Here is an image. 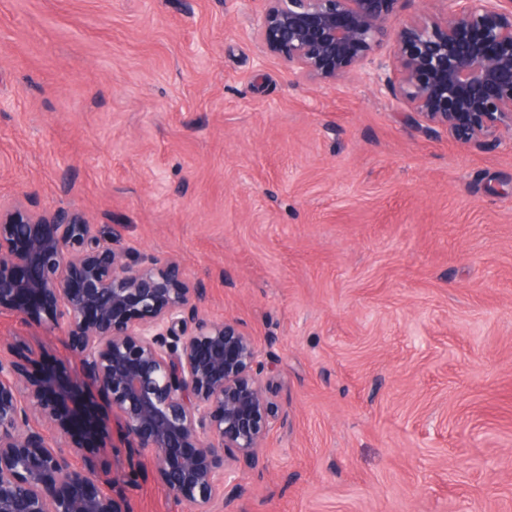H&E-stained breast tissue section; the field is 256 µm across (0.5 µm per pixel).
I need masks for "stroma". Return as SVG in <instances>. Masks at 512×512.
Masks as SVG:
<instances>
[{
    "instance_id": "1",
    "label": "stroma",
    "mask_w": 512,
    "mask_h": 512,
    "mask_svg": "<svg viewBox=\"0 0 512 512\" xmlns=\"http://www.w3.org/2000/svg\"><path fill=\"white\" fill-rule=\"evenodd\" d=\"M263 0H0V203L78 209L238 322L278 420L222 512H512V145L261 59ZM67 388L55 336L0 338ZM89 391L112 470L126 447ZM130 512H188L155 473Z\"/></svg>"
}]
</instances>
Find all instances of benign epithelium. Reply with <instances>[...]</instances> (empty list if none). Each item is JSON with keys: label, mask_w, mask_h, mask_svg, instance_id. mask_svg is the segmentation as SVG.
<instances>
[{"label": "benign epithelium", "mask_w": 512, "mask_h": 512, "mask_svg": "<svg viewBox=\"0 0 512 512\" xmlns=\"http://www.w3.org/2000/svg\"><path fill=\"white\" fill-rule=\"evenodd\" d=\"M405 2L265 0L254 38L301 81L366 78L464 144L512 143V0L408 16ZM200 296L177 261L116 251L79 211L0 204V309L65 341L75 385L100 396L176 501L220 512L277 414L253 339L204 317ZM23 349L0 341V512H127L95 461L78 465L83 449L51 436L78 417L55 381L29 377Z\"/></svg>", "instance_id": "1"}]
</instances>
